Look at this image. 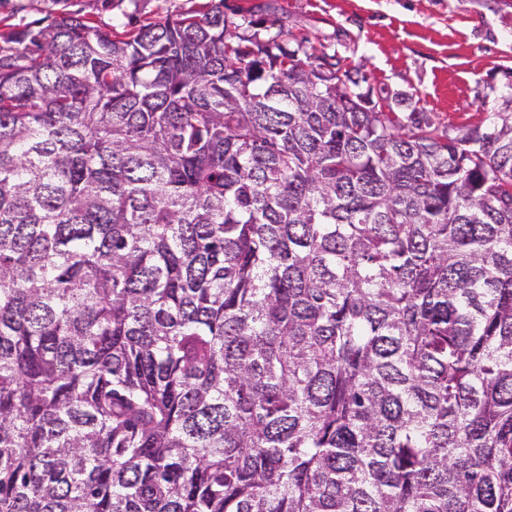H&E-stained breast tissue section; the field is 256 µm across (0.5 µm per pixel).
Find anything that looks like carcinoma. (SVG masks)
I'll return each instance as SVG.
<instances>
[{"label": "carcinoma", "mask_w": 512, "mask_h": 512, "mask_svg": "<svg viewBox=\"0 0 512 512\" xmlns=\"http://www.w3.org/2000/svg\"><path fill=\"white\" fill-rule=\"evenodd\" d=\"M253 25L0 33V512H512V71Z\"/></svg>", "instance_id": "carcinoma-1"}]
</instances>
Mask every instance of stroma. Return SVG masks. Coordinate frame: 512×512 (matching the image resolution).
<instances>
[{"label":"stroma","instance_id":"stroma-1","mask_svg":"<svg viewBox=\"0 0 512 512\" xmlns=\"http://www.w3.org/2000/svg\"><path fill=\"white\" fill-rule=\"evenodd\" d=\"M256 21L281 19L373 88L404 92L435 122L481 124L501 110L512 68L506 0H223ZM216 0H0V32L49 23L61 10L104 31L202 15Z\"/></svg>","mask_w":512,"mask_h":512}]
</instances>
